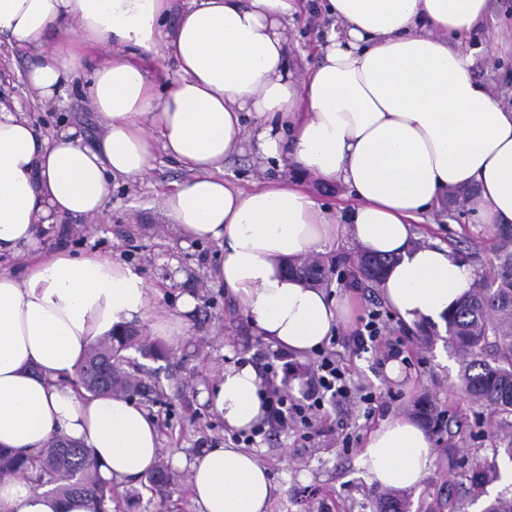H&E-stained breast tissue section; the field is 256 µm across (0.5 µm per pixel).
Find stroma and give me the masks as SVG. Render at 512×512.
Instances as JSON below:
<instances>
[{"instance_id": "stroma-1", "label": "stroma", "mask_w": 512, "mask_h": 512, "mask_svg": "<svg viewBox=\"0 0 512 512\" xmlns=\"http://www.w3.org/2000/svg\"><path fill=\"white\" fill-rule=\"evenodd\" d=\"M511 6L507 0H493L492 20L468 41L476 58L475 76L489 85L495 98L510 105L512 28H496L494 19ZM333 25V18L321 12H306L294 21L290 69L300 72L314 62L317 43ZM493 31L499 32L505 43L496 55L490 48L489 34ZM29 63L28 53L0 48V93L17 97L23 112L37 118L44 128L67 122L79 128L85 142H93L101 130L98 113L77 95L63 103L37 100L24 82ZM292 174L290 164L259 163L247 149L224 161L225 179L242 186ZM186 178L176 161L159 156L147 177L113 182L112 208L98 223L60 225L49 246L74 253L93 250L136 267L158 290L154 311L174 308L183 295L194 297L195 309L177 344L151 336V317L133 323L142 337L165 351L164 358L149 363L158 371L167 393L165 401L148 408L161 428L162 454L169 459L178 453L192 460L198 450L229 442L232 437L223 419L201 400L203 388L212 385L224 367L249 363L259 370L265 363H275L277 385L298 398L302 392L294 388L292 379L297 376L310 383L313 359H296L258 336L249 316L210 277L220 247L206 241L183 243L168 224L160 210L159 195L170 183ZM417 232L423 239L445 244L452 255L465 258L476 276L489 274L496 262L494 225L474 223L468 208L435 212L430 223L418 225ZM358 251L346 232L336 242L320 246L315 255L325 263L338 264L341 270L327 285V292L340 298L353 297L356 302L353 317L336 333L334 349L350 385L367 387L376 400L372 406L359 403L348 410L326 404L325 421L315 425L310 435L282 431L257 445V455L280 488L271 512H376L378 501L388 492L370 484L358 465L365 439L385 420L399 416L419 419L418 406L422 403L441 424L428 430L435 456L422 488L402 495L410 512H438V502L475 461H494L502 466L508 462L504 450L512 442V431L497 428L489 409L461 392L459 357L447 343L445 324L432 323L422 330L399 320L383 302L379 288L353 279L352 260ZM375 309L386 323V342L401 345L404 351L401 375L394 380L385 373L387 360L382 353H359L349 343L352 332ZM451 437L458 443L452 461L444 451Z\"/></svg>"}]
</instances>
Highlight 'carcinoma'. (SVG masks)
<instances>
[{
    "label": "carcinoma",
    "mask_w": 512,
    "mask_h": 512,
    "mask_svg": "<svg viewBox=\"0 0 512 512\" xmlns=\"http://www.w3.org/2000/svg\"><path fill=\"white\" fill-rule=\"evenodd\" d=\"M477 196L473 186L448 192V208L471 204ZM500 246L493 273L477 280L476 285L459 300L457 309L445 318L448 343L462 354L460 389L474 402L494 408L512 427V226L497 228ZM391 259L362 253L355 264L357 275L372 284L380 278ZM288 271L312 287L328 282L332 269L318 259L291 261ZM137 347L145 358H158L163 352L156 346L139 342L136 331L128 329L117 337L93 346L73 380V385L96 395L120 393L131 398L142 396L156 401L165 396L164 388L152 381V375L131 362L123 351ZM32 469L31 476L40 484H53L63 495L88 498L94 512H105L110 501L114 510L131 506V497H118L114 487L103 481L98 467L78 444L58 438L42 451L31 465L0 450V475ZM501 480L499 466L478 461L461 475V481L448 490V512H465V503L486 493L487 487ZM174 481V474L159 458L149 471L148 490L163 500Z\"/></svg>",
    "instance_id": "cac0c4a2"
}]
</instances>
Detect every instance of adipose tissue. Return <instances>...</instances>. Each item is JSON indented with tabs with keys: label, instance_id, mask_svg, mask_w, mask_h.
Listing matches in <instances>:
<instances>
[{
	"label": "adipose tissue",
	"instance_id": "adipose-tissue-1",
	"mask_svg": "<svg viewBox=\"0 0 512 512\" xmlns=\"http://www.w3.org/2000/svg\"><path fill=\"white\" fill-rule=\"evenodd\" d=\"M304 0H0V37L32 53L40 99L79 92L102 119L86 146L75 127L44 132L0 101V448L26 459L57 435L78 441L102 479H140L161 452L156 419L122 394L70 385L91 346L149 310L137 269L93 252L47 248L56 225L103 218L116 179L138 180L165 154L190 177L160 195L181 236L216 243L213 271L274 347L303 358L349 320L352 303L288 274L289 261L349 224L367 253L392 257L379 285L407 325L441 322L476 278L468 261L414 226L448 190L473 186L478 224L512 225V107L473 73L466 41L490 0H322L335 19L315 64L288 66V28ZM167 66L156 69L157 61ZM288 159L290 179L244 188L224 160L245 141ZM346 191L345 220L305 184ZM257 370L230 367L205 397L227 427L265 416ZM433 460L420 424L372 430L358 462L382 489L412 492ZM195 512H269L278 487L254 452L204 449L189 466ZM0 512H92L89 501L0 478Z\"/></svg>",
	"mask_w": 512,
	"mask_h": 512
}]
</instances>
